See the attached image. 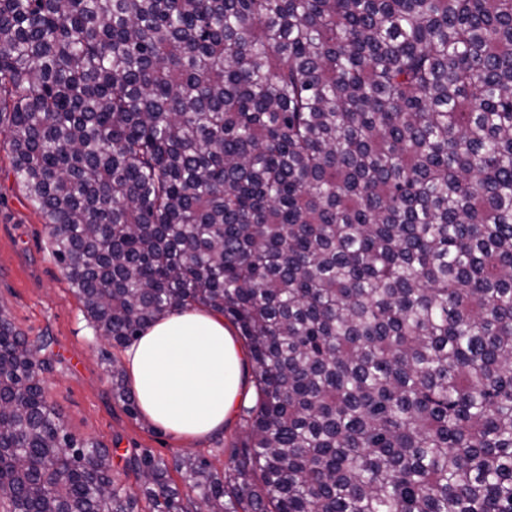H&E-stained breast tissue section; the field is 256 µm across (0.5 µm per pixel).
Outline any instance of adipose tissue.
<instances>
[{
	"instance_id": "ef3b65f1",
	"label": "adipose tissue",
	"mask_w": 512,
	"mask_h": 512,
	"mask_svg": "<svg viewBox=\"0 0 512 512\" xmlns=\"http://www.w3.org/2000/svg\"><path fill=\"white\" fill-rule=\"evenodd\" d=\"M122 362L142 416L184 438L222 430L252 399L246 351L223 316L203 308L160 318Z\"/></svg>"
}]
</instances>
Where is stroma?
Here are the masks:
<instances>
[{
	"instance_id": "stroma-1",
	"label": "stroma",
	"mask_w": 512,
	"mask_h": 512,
	"mask_svg": "<svg viewBox=\"0 0 512 512\" xmlns=\"http://www.w3.org/2000/svg\"><path fill=\"white\" fill-rule=\"evenodd\" d=\"M0 312L32 341L47 338L56 361L45 373L49 403L69 431L107 448L147 450L165 459L201 453L216 468L243 437L234 417L223 430L184 440L143 417L128 415L112 397L107 367L113 348L90 326L78 296L50 253L40 211L18 187L8 149L0 147Z\"/></svg>"
}]
</instances>
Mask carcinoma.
<instances>
[{"label": "carcinoma", "mask_w": 512, "mask_h": 512, "mask_svg": "<svg viewBox=\"0 0 512 512\" xmlns=\"http://www.w3.org/2000/svg\"><path fill=\"white\" fill-rule=\"evenodd\" d=\"M3 123L96 334L208 308L256 388L137 494L0 312L3 512H512V0H0Z\"/></svg>", "instance_id": "1"}]
</instances>
